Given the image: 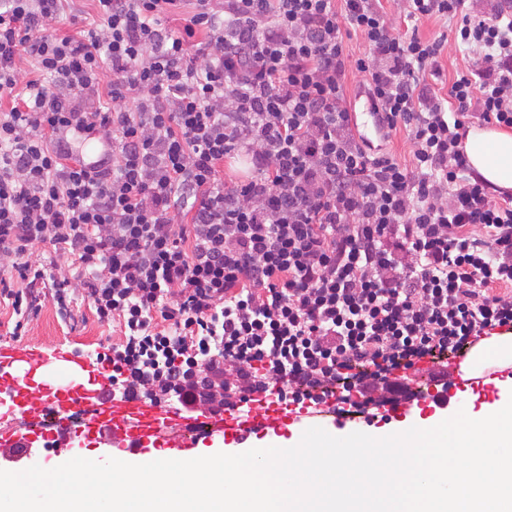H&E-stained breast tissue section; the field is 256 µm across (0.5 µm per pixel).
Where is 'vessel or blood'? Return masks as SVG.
Listing matches in <instances>:
<instances>
[{"mask_svg":"<svg viewBox=\"0 0 512 512\" xmlns=\"http://www.w3.org/2000/svg\"><path fill=\"white\" fill-rule=\"evenodd\" d=\"M484 341H477L448 364L426 363L406 370V394L395 396L388 409L402 414L421 402H442L459 407L457 392L461 384H481L512 375V365L488 361ZM57 358L26 345L0 343V396L15 401L17 427L0 428V448H17L20 455L37 453L41 442L58 448L72 447L83 439L107 449L109 457L122 461L150 459L162 455L182 460L196 458V450L214 439L240 447L253 440L278 433L288 424L310 423L322 416V428L336 427V405L343 401L335 392L321 406H308L288 413L276 404L266 405L262 413L231 417L213 414L208 409H183L173 403L150 404L136 396L112 399L108 369L95 367L77 355L67 356L73 373L65 384L53 383L49 372ZM444 374L447 384L425 397L414 395L416 378L421 374Z\"/></svg>","mask_w":512,"mask_h":512,"instance_id":"obj_1","label":"vessel or blood"}]
</instances>
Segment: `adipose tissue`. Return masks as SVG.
I'll return each mask as SVG.
<instances>
[{
    "mask_svg": "<svg viewBox=\"0 0 512 512\" xmlns=\"http://www.w3.org/2000/svg\"><path fill=\"white\" fill-rule=\"evenodd\" d=\"M470 165L491 186L512 187V133L494 128L471 129L465 141Z\"/></svg>",
    "mask_w": 512,
    "mask_h": 512,
    "instance_id": "adipose-tissue-1",
    "label": "adipose tissue"
}]
</instances>
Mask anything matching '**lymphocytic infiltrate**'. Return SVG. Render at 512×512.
I'll list each match as a JSON object with an SVG mask.
<instances>
[{"label": "lymphocytic infiltrate", "mask_w": 512, "mask_h": 512, "mask_svg": "<svg viewBox=\"0 0 512 512\" xmlns=\"http://www.w3.org/2000/svg\"><path fill=\"white\" fill-rule=\"evenodd\" d=\"M0 0V308L86 301L114 331L112 396L234 412L365 397L512 332V195L471 170L473 123L512 129V5L400 0ZM359 34L369 57L350 58ZM477 52L448 91V40ZM30 59V69L21 60ZM380 116L364 138L350 74ZM404 134L409 162L385 140ZM100 158L83 165V142ZM245 154L251 176L224 178ZM283 383L271 393L273 380Z\"/></svg>", "instance_id": "lymphocytic-infiltrate-1"}]
</instances>
